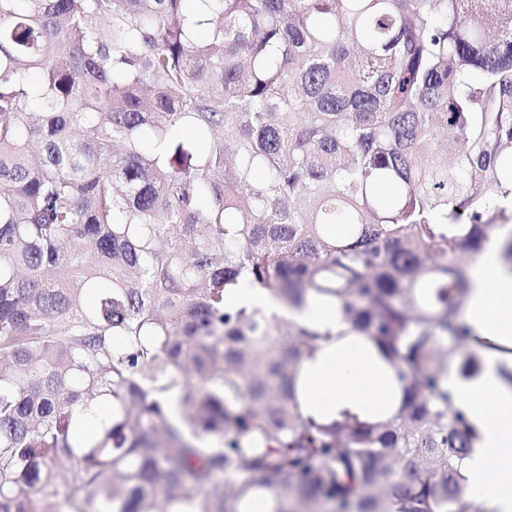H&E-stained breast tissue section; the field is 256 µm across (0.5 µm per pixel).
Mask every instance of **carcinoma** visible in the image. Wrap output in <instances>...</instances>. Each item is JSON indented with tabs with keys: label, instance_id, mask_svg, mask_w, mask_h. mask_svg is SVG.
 Segmentation results:
<instances>
[{
	"label": "carcinoma",
	"instance_id": "carcinoma-1",
	"mask_svg": "<svg viewBox=\"0 0 512 512\" xmlns=\"http://www.w3.org/2000/svg\"><path fill=\"white\" fill-rule=\"evenodd\" d=\"M186 2L0 0V512H482L441 375L460 257L512 268V0ZM241 285L336 298L397 414L303 416L322 333Z\"/></svg>",
	"mask_w": 512,
	"mask_h": 512
}]
</instances>
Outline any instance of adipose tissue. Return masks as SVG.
<instances>
[{"label": "adipose tissue", "instance_id": "obj_1", "mask_svg": "<svg viewBox=\"0 0 512 512\" xmlns=\"http://www.w3.org/2000/svg\"><path fill=\"white\" fill-rule=\"evenodd\" d=\"M473 283L460 312L475 337L490 341L481 373L469 380L449 370L442 385L477 433L463 475L484 512H512V384L499 367L512 360V270L487 244L472 264ZM289 319L338 341L320 346L301 366L300 408L304 416L329 422L348 413L378 422L397 412L402 393L393 368L362 336L344 335L340 304L324 296L308 299Z\"/></svg>", "mask_w": 512, "mask_h": 512}]
</instances>
